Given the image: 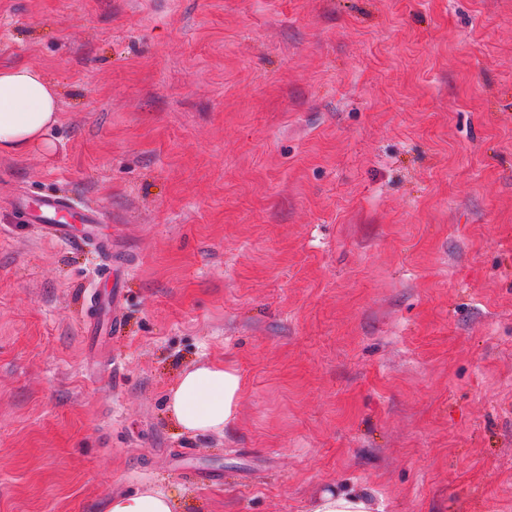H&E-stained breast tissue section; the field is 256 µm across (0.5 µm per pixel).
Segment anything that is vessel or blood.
I'll return each instance as SVG.
<instances>
[{
	"label": "vessel or blood",
	"instance_id": "obj_1",
	"mask_svg": "<svg viewBox=\"0 0 512 512\" xmlns=\"http://www.w3.org/2000/svg\"><path fill=\"white\" fill-rule=\"evenodd\" d=\"M16 207L56 243L67 245L79 239L86 245L98 244L101 260L97 270L99 278L111 279L123 268V260L118 259L112 250L111 239L96 241L89 236L77 237L75 233L76 225L93 226L103 223L105 216L102 211L87 208L72 196L56 193L42 194L33 200L24 196L19 197L16 200ZM121 296L122 290L117 287L114 288L110 301L97 303V317L91 325V335L98 336L121 331L123 320L116 311V302Z\"/></svg>",
	"mask_w": 512,
	"mask_h": 512
}]
</instances>
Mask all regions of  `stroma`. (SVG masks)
I'll use <instances>...</instances> for the list:
<instances>
[{
    "label": "stroma",
    "mask_w": 512,
    "mask_h": 512,
    "mask_svg": "<svg viewBox=\"0 0 512 512\" xmlns=\"http://www.w3.org/2000/svg\"><path fill=\"white\" fill-rule=\"evenodd\" d=\"M18 65L59 122L0 153V512H512V0H0ZM20 191L103 211L119 334ZM207 362L242 400L188 435ZM243 390L238 371L224 363L184 371L168 396L169 411L189 434H223L237 415ZM176 496L169 491L149 489L131 496L112 497L107 512H178ZM378 501L367 489L345 488L327 491L319 495L311 504L309 512H383Z\"/></svg>",
    "instance_id": "obj_1"
}]
</instances>
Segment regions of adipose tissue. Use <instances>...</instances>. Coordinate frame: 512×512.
Masks as SVG:
<instances>
[{"label":"adipose tissue","mask_w":512,"mask_h":512,"mask_svg":"<svg viewBox=\"0 0 512 512\" xmlns=\"http://www.w3.org/2000/svg\"><path fill=\"white\" fill-rule=\"evenodd\" d=\"M59 119L58 95L43 73L27 66L0 69V151L22 155L31 148H50L47 134ZM243 390L238 371L221 363L184 371L168 396L169 411L189 434H223L237 415ZM176 496L149 489L131 496L113 497L107 512H178ZM384 507L366 489L327 491L309 512H383Z\"/></svg>","instance_id":"ef3b65f1"}]
</instances>
